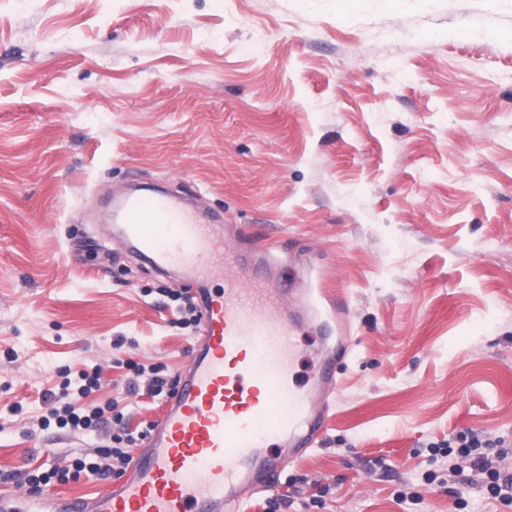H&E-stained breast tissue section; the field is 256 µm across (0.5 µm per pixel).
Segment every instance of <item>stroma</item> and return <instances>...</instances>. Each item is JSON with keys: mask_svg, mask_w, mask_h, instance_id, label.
Here are the masks:
<instances>
[{"mask_svg": "<svg viewBox=\"0 0 512 512\" xmlns=\"http://www.w3.org/2000/svg\"><path fill=\"white\" fill-rule=\"evenodd\" d=\"M476 15L501 40L460 37ZM136 184L276 246L284 287L301 268L350 300L327 432L248 512H512L425 481L430 444L512 436V9L0 0V492L112 442L37 428L61 368L101 366L92 399L133 430L165 404L117 360L174 385L190 359L163 292L195 281L112 234ZM296 342L302 380L336 333L321 313Z\"/></svg>", "mask_w": 512, "mask_h": 512, "instance_id": "obj_1", "label": "stroma"}]
</instances>
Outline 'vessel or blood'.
I'll list each match as a JSON object with an SVG mask.
<instances>
[{
	"label": "vessel or blood",
	"instance_id": "vessel-or-blood-1",
	"mask_svg": "<svg viewBox=\"0 0 512 512\" xmlns=\"http://www.w3.org/2000/svg\"><path fill=\"white\" fill-rule=\"evenodd\" d=\"M118 216V236L154 267H183L203 283L223 279L224 287L197 289L195 348L166 409L132 450L129 472L90 500L17 488L0 494V512H245L247 500L277 485L287 460L319 444L329 407L315 396L336 391L335 363L314 389L298 382L295 325L306 310L282 312L278 285L266 275L278 263L271 251L218 247L215 225L198 223L166 195L127 198ZM230 261L238 267L231 277ZM320 298L340 332L338 360L345 359L349 300Z\"/></svg>",
	"mask_w": 512,
	"mask_h": 512
}]
</instances>
